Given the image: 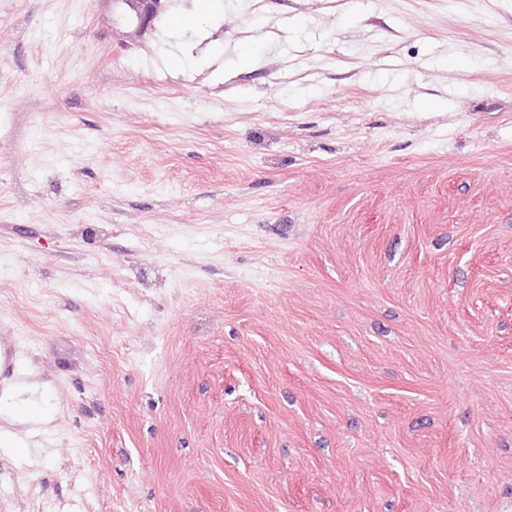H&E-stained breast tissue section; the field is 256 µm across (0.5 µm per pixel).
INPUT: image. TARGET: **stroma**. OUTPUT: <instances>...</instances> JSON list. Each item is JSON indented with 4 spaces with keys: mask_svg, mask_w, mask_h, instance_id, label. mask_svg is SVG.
<instances>
[{
    "mask_svg": "<svg viewBox=\"0 0 512 512\" xmlns=\"http://www.w3.org/2000/svg\"><path fill=\"white\" fill-rule=\"evenodd\" d=\"M223 3L0 0V512H512V0Z\"/></svg>",
    "mask_w": 512,
    "mask_h": 512,
    "instance_id": "stroma-1",
    "label": "stroma"
}]
</instances>
